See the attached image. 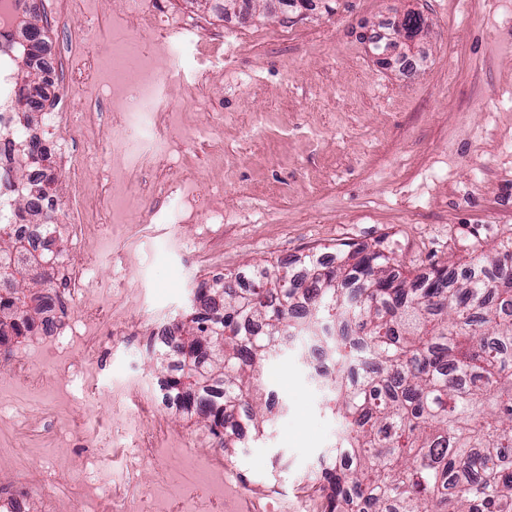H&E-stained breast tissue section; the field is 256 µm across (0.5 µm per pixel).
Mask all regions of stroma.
<instances>
[{"instance_id":"1","label":"stroma","mask_w":512,"mask_h":512,"mask_svg":"<svg viewBox=\"0 0 512 512\" xmlns=\"http://www.w3.org/2000/svg\"><path fill=\"white\" fill-rule=\"evenodd\" d=\"M94 0H78L46 28V60L66 59L72 82L50 89L51 103L84 112L97 103L84 84V30ZM419 12L424 29L412 70L400 68V49L375 53L404 10ZM146 13L175 28H191L195 50L187 70L206 69L195 110L196 127H219L223 166L184 144L165 179L179 185L187 165L198 171L182 223L149 224L140 205L128 204L116 231L130 256L126 279L114 273L111 250L95 241L97 288L64 322L35 328L0 346V448L18 453L15 468L0 470V489L25 498L72 492L74 512H112L111 479L134 494L161 497L187 483L205 493L237 490L238 476L273 485L272 512H323L306 493L320 455L336 440L338 421L324 406V389L298 348L268 360L262 384L274 399L273 424L263 437L246 434L225 449L204 419L179 411L147 419L145 431L167 430L173 445L156 464L123 475L120 464L103 474L97 457L131 448L126 414L161 404L166 367L141 355L133 335H147L182 315L201 280L308 255L329 258L341 244L384 242L399 269L421 274L434 266L461 271L469 253H493L512 238V0H314L294 21L266 8L249 17L226 16L191 0H112L93 35L99 55L125 35L132 15ZM112 133L98 145L73 135L75 148L95 156L83 173L86 214L96 220V190L110 159ZM224 194V222L209 223L206 205ZM194 242L183 253L170 235ZM112 310L109 328L87 325L83 312ZM96 358L93 378L71 379L58 364ZM24 358L46 374L49 388L26 386L10 365ZM87 421L86 432L60 448L51 436L60 414ZM224 455L217 477L193 459ZM278 457L284 470L271 468Z\"/></svg>"}]
</instances>
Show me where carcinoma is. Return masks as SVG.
Here are the masks:
<instances>
[{
  "label": "carcinoma",
  "mask_w": 512,
  "mask_h": 512,
  "mask_svg": "<svg viewBox=\"0 0 512 512\" xmlns=\"http://www.w3.org/2000/svg\"><path fill=\"white\" fill-rule=\"evenodd\" d=\"M44 39L22 57L39 74L28 85L23 120L31 126L52 85ZM34 164L17 207L26 224L53 230L52 154L30 137ZM56 238L38 247L0 224V250L17 255L3 269L48 279L59 257ZM512 241L489 258H469L461 276L436 266L411 282L375 246L308 259L302 270L256 265L249 286L229 274L215 281L221 305L180 324L179 343L164 355L175 374L163 400L208 422L233 448L243 430L264 435L269 403L249 397L264 362L300 338L311 342L326 407L340 420L336 444L319 459L310 484L324 512H512ZM48 296L17 287L0 299V343L19 335L18 322L49 326Z\"/></svg>",
  "instance_id": "cac0c4a2"
}]
</instances>
